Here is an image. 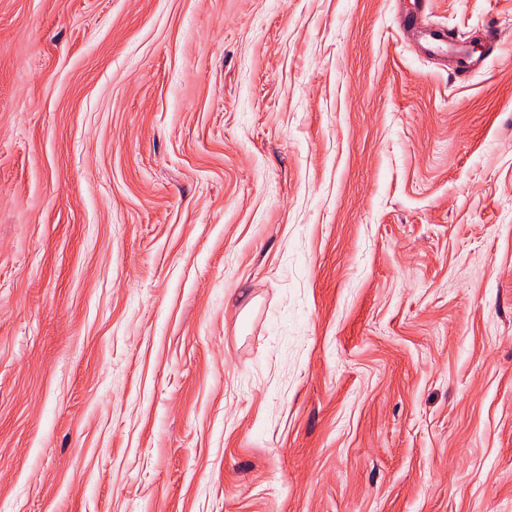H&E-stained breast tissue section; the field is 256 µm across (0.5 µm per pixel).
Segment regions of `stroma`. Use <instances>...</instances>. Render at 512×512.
<instances>
[{
    "label": "stroma",
    "instance_id": "35a3bbf8",
    "mask_svg": "<svg viewBox=\"0 0 512 512\" xmlns=\"http://www.w3.org/2000/svg\"><path fill=\"white\" fill-rule=\"evenodd\" d=\"M0 0V512H512V0ZM428 38L430 40L428 42V51L440 50L443 46L452 48L456 63L459 61L460 72L465 73L468 71L472 61L470 62V51L467 45L453 43L445 30H431L425 34V39L428 40Z\"/></svg>",
    "mask_w": 512,
    "mask_h": 512
}]
</instances>
